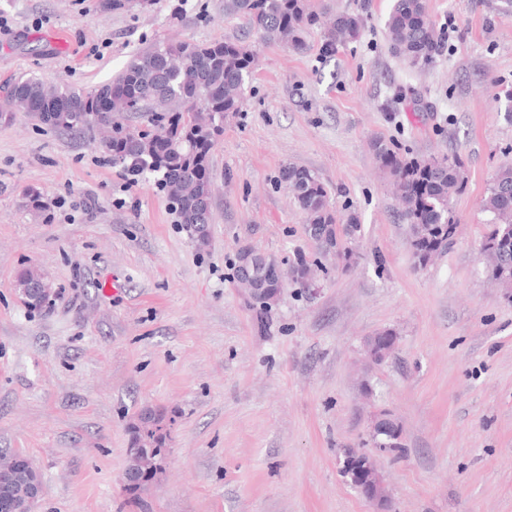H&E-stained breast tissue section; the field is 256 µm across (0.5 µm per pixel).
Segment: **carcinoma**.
<instances>
[{
    "instance_id": "cac0c4a2",
    "label": "carcinoma",
    "mask_w": 512,
    "mask_h": 512,
    "mask_svg": "<svg viewBox=\"0 0 512 512\" xmlns=\"http://www.w3.org/2000/svg\"><path fill=\"white\" fill-rule=\"evenodd\" d=\"M330 13L323 0L317 5L311 0H224L225 15L243 19L263 40L295 51L307 49L311 31L321 29L322 51L329 55L356 40L364 26L361 15L348 12L336 13L327 26L322 17ZM385 36L393 53L412 66L431 64L440 48L439 31L427 16L424 0H394ZM255 66V51L238 41L153 46L138 53L110 83L91 92L38 78L21 81L0 101V121H12L15 110L21 109L44 125L74 132L92 134L100 125L110 128L100 147L124 170L153 176L179 223L204 245L214 190L211 151L224 134V120L240 111L246 80ZM132 113L144 115L147 128L128 124L126 117ZM372 148L401 201L415 263L425 266L455 236L452 200L464 188L462 165L456 158L449 163L445 158L407 157L382 140ZM282 178L305 216V231L316 245L317 258L278 261L281 276L265 278L264 289L251 296L260 312L277 297L279 281L303 286L312 267L349 256L348 239L358 231L357 217H339L310 170L289 165ZM483 209L491 214L482 240L487 277L512 299V163L498 171ZM42 282L43 275L34 268H25L16 277V288L31 308L46 300L34 291ZM168 427L167 414L160 408L140 414L129 430L127 469L138 468L142 457L165 456ZM36 479L40 474L27 457L0 450V512H13L4 490L25 493Z\"/></svg>"
}]
</instances>
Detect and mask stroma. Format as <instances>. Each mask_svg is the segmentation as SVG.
Here are the masks:
<instances>
[{
    "mask_svg": "<svg viewBox=\"0 0 512 512\" xmlns=\"http://www.w3.org/2000/svg\"><path fill=\"white\" fill-rule=\"evenodd\" d=\"M106 2L0 0V97L33 75L97 89L152 43L239 40L257 65L210 156L203 245L154 181L128 182L89 136L23 112L0 122V449L39 472L37 512H373L336 459L367 450L380 410L404 434V453L380 460L392 512H512V300L480 256L482 201L512 161V7L425 0L456 31L420 68L385 39L392 0H330L364 19L332 56L317 30L302 52L263 42L224 0ZM378 139L462 164L458 235L428 265ZM291 164L360 229L349 261L288 284L262 315L234 277L238 251L315 255L280 180ZM25 266L51 304L24 303ZM386 329L395 351L368 362L367 338ZM150 407L173 419L170 452L134 497L129 427ZM44 278L40 271L34 268H24L21 270L15 280V285L22 296L24 302L31 308L37 309L40 308L46 300V296L42 293H38L36 291H28V288H36L40 292L49 293L50 288L49 285L43 284ZM40 285L41 288H37L36 286Z\"/></svg>",
    "mask_w": 512,
    "mask_h": 512,
    "instance_id": "obj_1",
    "label": "stroma"
}]
</instances>
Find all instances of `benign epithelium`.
<instances>
[{"label":"benign epithelium","mask_w":512,"mask_h":512,"mask_svg":"<svg viewBox=\"0 0 512 512\" xmlns=\"http://www.w3.org/2000/svg\"><path fill=\"white\" fill-rule=\"evenodd\" d=\"M403 430L396 417L385 410L375 413L370 420L368 440L371 449L346 452L342 468L347 470L350 485L373 503L378 510L386 505L385 484L380 474L378 458L389 454V447L402 443Z\"/></svg>","instance_id":"obj_1"}]
</instances>
